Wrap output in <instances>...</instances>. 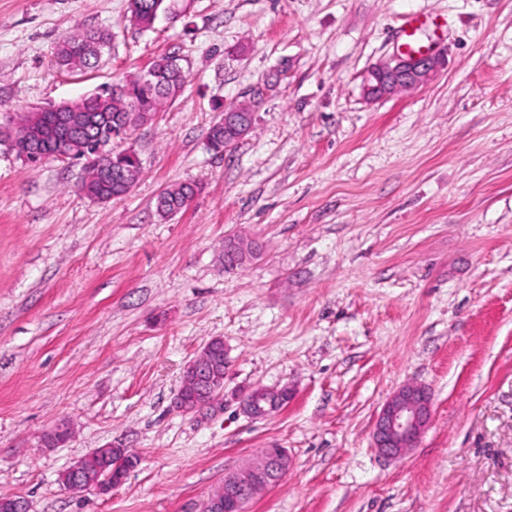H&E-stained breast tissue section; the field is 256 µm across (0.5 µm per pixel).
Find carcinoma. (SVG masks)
Masks as SVG:
<instances>
[{"label":"carcinoma","mask_w":512,"mask_h":512,"mask_svg":"<svg viewBox=\"0 0 512 512\" xmlns=\"http://www.w3.org/2000/svg\"><path fill=\"white\" fill-rule=\"evenodd\" d=\"M129 9L133 21L139 27H153L160 14L169 10L168 0H132ZM108 35L98 31H81L63 38L56 46L57 63L70 70L97 67L102 49L108 43ZM187 81V74L177 58L164 55L156 59L147 71L118 90L98 92L84 99L85 109L97 113L99 124L88 129L81 139L64 150L70 159L86 160L82 191L96 201H109L126 194L135 184L140 173V161L129 150L109 151L100 156L99 150L114 141L113 126L121 123L129 130L140 125L142 112H156L167 101L175 99ZM43 127L42 142L34 144L25 155V160L36 163L42 153L56 151L53 140V111L41 112L39 119ZM199 191L192 183H183L164 190L156 202L159 215L167 217L186 209ZM210 361L218 371L225 369L224 340H210ZM128 473V460L123 449L106 445L95 449L84 460V475L77 478L81 485H94L100 479L124 476Z\"/></svg>","instance_id":"1"}]
</instances>
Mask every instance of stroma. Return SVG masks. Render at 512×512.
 Returning <instances> with one entry per match:
<instances>
[{
    "instance_id": "1",
    "label": "stroma",
    "mask_w": 512,
    "mask_h": 512,
    "mask_svg": "<svg viewBox=\"0 0 512 512\" xmlns=\"http://www.w3.org/2000/svg\"><path fill=\"white\" fill-rule=\"evenodd\" d=\"M143 30L129 0H0V132L177 56L181 95L131 131L141 163L96 202L84 166L0 144V496L30 512H201L225 475L283 448L246 512H512V0H172ZM409 13L439 16L441 66L376 101L364 77ZM111 34L98 68L55 44ZM251 104L218 154L210 127ZM195 182L189 206L155 211ZM259 254L224 266L225 237ZM224 396L173 406L212 338ZM432 394L418 446L371 445L398 389ZM289 387L247 417L242 394ZM68 422L70 440L44 431ZM109 445L139 458L106 495L63 472ZM199 190V187L192 183H183L165 189L157 198L158 214L167 217L186 209Z\"/></svg>"
}]
</instances>
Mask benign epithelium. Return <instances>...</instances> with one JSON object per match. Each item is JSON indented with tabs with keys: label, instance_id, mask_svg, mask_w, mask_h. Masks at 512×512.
I'll list each match as a JSON object with an SVG mask.
<instances>
[{
	"label": "benign epithelium",
	"instance_id": "obj_1",
	"mask_svg": "<svg viewBox=\"0 0 512 512\" xmlns=\"http://www.w3.org/2000/svg\"><path fill=\"white\" fill-rule=\"evenodd\" d=\"M440 64L436 56L397 53L371 68L364 86L365 94L377 100L404 87H423ZM55 110L58 111L57 137L66 139L80 122V117L68 104H61ZM252 123L253 112L248 107L224 113V145L229 148L243 139ZM205 364V352L202 351L186 368L183 383L194 389L201 388L207 395L202 403L177 405L186 414L199 411L213 403L212 396L223 394L224 385L214 376L206 375ZM291 398L286 387L277 390L258 387L244 396V412L254 420H263L286 406ZM431 419L429 390L417 385L404 386L390 397L378 414L372 431V447L384 458H400L418 445ZM289 465L285 449H267L242 470L224 477V487L209 497L212 512H236L239 496H254L275 485L287 473Z\"/></svg>",
	"mask_w": 512,
	"mask_h": 512
}]
</instances>
